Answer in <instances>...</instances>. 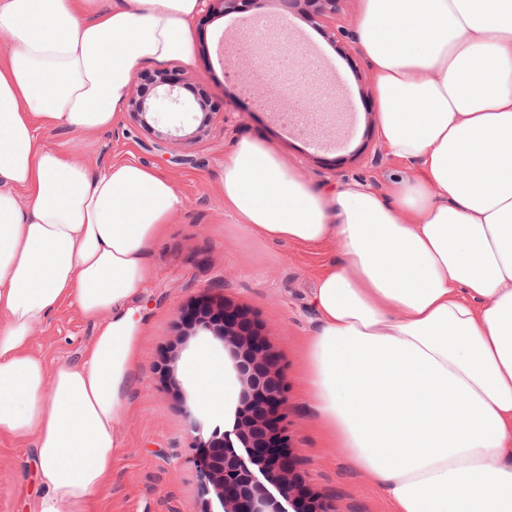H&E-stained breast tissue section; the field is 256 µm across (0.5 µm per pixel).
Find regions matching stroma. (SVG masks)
I'll use <instances>...</instances> for the list:
<instances>
[{
    "label": "stroma",
    "instance_id": "stroma-1",
    "mask_svg": "<svg viewBox=\"0 0 512 512\" xmlns=\"http://www.w3.org/2000/svg\"><path fill=\"white\" fill-rule=\"evenodd\" d=\"M281 13L278 0H263L247 13L196 14L192 62L167 64L182 78L184 111H167L152 95L145 121L121 112L112 128L88 143L75 132L36 130L40 143L75 152L95 170L124 161L157 168L185 199L156 242L151 279L133 303L143 335L119 422L123 446L92 512H218L217 497L203 491L193 462L192 424L228 429L235 410L226 408L218 420L200 410L184 373L199 345L230 356L211 333L188 326L187 315L203 295L247 311L284 363L289 435L309 494L331 502L336 512L386 510L370 479L342 449L331 447L306 389V345L319 324L310 296L322 266L341 259L340 248L313 250L257 237L224 209V157L243 138L276 149L317 188L358 183L382 192L408 172L379 138L372 74L358 50L357 0H337L335 12L315 23L297 15L285 22ZM259 18L273 30L287 25L298 45L287 72L305 76L301 96L285 95L276 83L253 95V61L233 47ZM313 57L323 64L310 76ZM159 133L167 137L170 160L150 149ZM96 327V320L66 303L35 328L29 349L51 367L76 362ZM44 494L34 438L0 437V512H36Z\"/></svg>",
    "mask_w": 512,
    "mask_h": 512
}]
</instances>
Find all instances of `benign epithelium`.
<instances>
[{
    "instance_id": "7a95c632",
    "label": "benign epithelium",
    "mask_w": 512,
    "mask_h": 512,
    "mask_svg": "<svg viewBox=\"0 0 512 512\" xmlns=\"http://www.w3.org/2000/svg\"><path fill=\"white\" fill-rule=\"evenodd\" d=\"M244 0H198L208 14H230L242 9ZM288 15L308 19L325 15L336 0H279ZM161 89L159 97L178 110L183 106L177 83L158 71L151 79ZM129 112L145 119L150 111L143 95L127 102ZM195 324L229 347L233 369L244 388L232 430L214 429L196 449V464L202 482L214 488L223 512H281L264 482L276 487L294 512H334L332 504L311 498L297 471L298 459L288 437V393L284 368L267 347L259 326L242 310L215 303L204 296L195 304ZM244 448L240 455L234 442Z\"/></svg>"
}]
</instances>
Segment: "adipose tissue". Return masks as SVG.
<instances>
[{
    "label": "adipose tissue",
    "instance_id": "adipose-tissue-1",
    "mask_svg": "<svg viewBox=\"0 0 512 512\" xmlns=\"http://www.w3.org/2000/svg\"><path fill=\"white\" fill-rule=\"evenodd\" d=\"M0 0V436H35L37 512H89L122 446L142 324L129 306L183 196L136 162L100 171L38 142L110 128L143 63L191 62L198 0ZM359 49L387 193L317 189L271 146L224 159V209L260 237L343 260L318 275L307 388L388 512H512V0H360ZM96 319L80 362L34 329L64 301ZM198 404L237 397L207 346Z\"/></svg>",
    "mask_w": 512,
    "mask_h": 512
}]
</instances>
